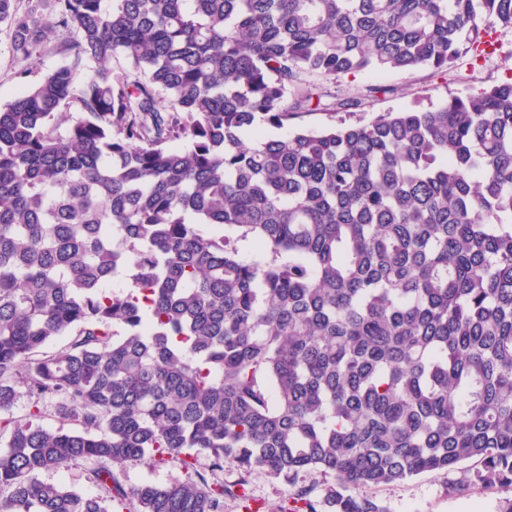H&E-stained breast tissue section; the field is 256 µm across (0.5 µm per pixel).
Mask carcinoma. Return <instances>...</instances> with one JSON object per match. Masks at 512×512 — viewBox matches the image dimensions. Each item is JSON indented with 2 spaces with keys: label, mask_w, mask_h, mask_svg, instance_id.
<instances>
[{
  "label": "carcinoma",
  "mask_w": 512,
  "mask_h": 512,
  "mask_svg": "<svg viewBox=\"0 0 512 512\" xmlns=\"http://www.w3.org/2000/svg\"><path fill=\"white\" fill-rule=\"evenodd\" d=\"M1 26L16 78L62 61L0 106V512H223L202 458L333 474L330 512L467 462L512 488V79L295 126L362 105L324 102L339 78L482 52L512 0H0ZM157 458L186 478L115 474ZM77 461L101 494L42 479ZM115 472L126 489L145 484L165 486L184 477L180 464L170 459L129 464L123 468L116 467Z\"/></svg>",
  "instance_id": "obj_1"
}]
</instances>
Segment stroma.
I'll return each mask as SVG.
<instances>
[{"mask_svg": "<svg viewBox=\"0 0 512 512\" xmlns=\"http://www.w3.org/2000/svg\"><path fill=\"white\" fill-rule=\"evenodd\" d=\"M495 41L498 51L478 59L469 53L462 55L443 75L427 68L411 75L365 72L337 80L330 92L340 101L361 98L360 110L369 116L435 106L448 96L473 93L512 77V30H501ZM376 84L388 86L389 94L368 96V86ZM117 475L131 489L145 484L165 486L183 478L184 472L177 461L169 459L130 464L118 469ZM217 477L224 483L223 512H289L295 494L303 488L318 503L317 512H326L322 502L336 484L334 475L320 471H306L289 480L260 467L243 468L229 461ZM373 495L386 512H500L502 501L512 497V488L473 486L461 473L432 471L374 490Z\"/></svg>", "mask_w": 512, "mask_h": 512, "instance_id": "stroma-1", "label": "stroma"}]
</instances>
